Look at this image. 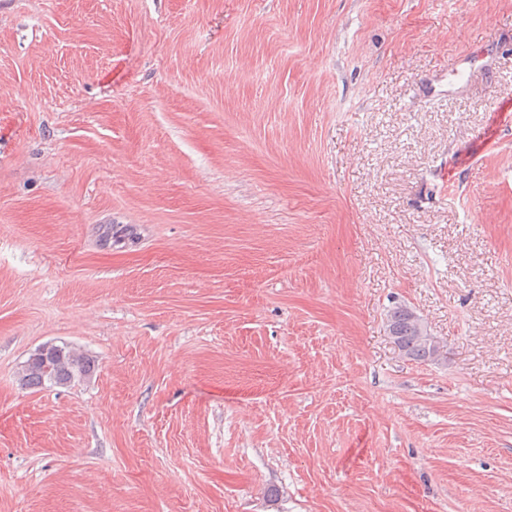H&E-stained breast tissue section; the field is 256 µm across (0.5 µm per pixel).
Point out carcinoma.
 Masks as SVG:
<instances>
[{"mask_svg": "<svg viewBox=\"0 0 512 512\" xmlns=\"http://www.w3.org/2000/svg\"><path fill=\"white\" fill-rule=\"evenodd\" d=\"M103 248L116 252L133 250L137 230L132 224H107ZM387 327L394 343L412 360L433 361L437 345L428 336L420 319L407 307L392 309ZM95 361L88 355L66 344L54 346V352L45 359L28 360L19 372L20 384L28 388L68 387L90 377Z\"/></svg>", "mask_w": 512, "mask_h": 512, "instance_id": "1", "label": "carcinoma"}]
</instances>
